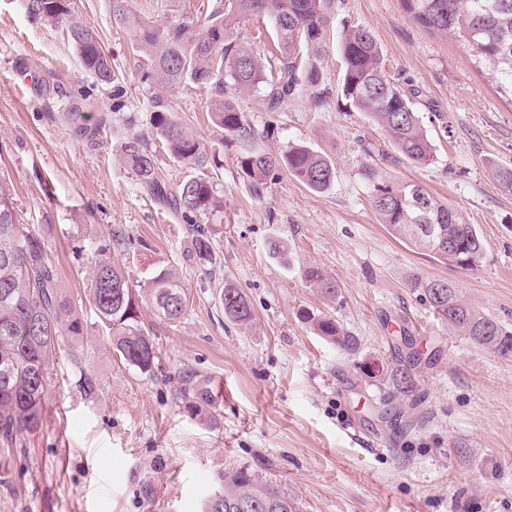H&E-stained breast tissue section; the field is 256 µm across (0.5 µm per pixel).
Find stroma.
Masks as SVG:
<instances>
[{
	"instance_id": "1",
	"label": "stroma",
	"mask_w": 512,
	"mask_h": 512,
	"mask_svg": "<svg viewBox=\"0 0 512 512\" xmlns=\"http://www.w3.org/2000/svg\"><path fill=\"white\" fill-rule=\"evenodd\" d=\"M210 2L130 0L158 26ZM73 21L97 28L121 98L81 67L67 38ZM350 25L373 32L386 74L411 91L435 145L431 164L403 159L380 126L343 105L340 37ZM319 70L322 102L304 95L271 112L258 92L238 106L258 147H310L330 158L334 181L317 193L284 171L257 197L238 144L208 119L211 90L145 82L111 0H70L53 23L29 17L22 0H0V168L21 221L45 230L63 296L83 298L92 247L116 229L134 245L120 260L133 288L169 268L190 296L174 325L142 308L158 346L150 373L121 361L94 326L79 348L64 345L42 429L0 474V512H199L235 470L278 485L305 512H512V359L441 324L412 286L449 281L512 324V190L493 176L512 168V103L468 50L411 20L402 0H335ZM158 97L218 158L221 204L202 218L213 276L189 261L187 224L119 159L122 137L151 134ZM75 111L103 117L94 136L76 133ZM376 178L417 182L461 209L484 239L482 262L461 269L394 237L372 207ZM275 238L287 259L270 254ZM309 268L335 280L337 295L311 287ZM226 285L247 298L249 323L225 318ZM306 311L335 319L358 352L317 336ZM413 350L411 394L364 373L374 361L392 370ZM75 355L92 394L71 376Z\"/></svg>"
}]
</instances>
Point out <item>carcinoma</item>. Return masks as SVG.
<instances>
[{
	"label": "carcinoma",
	"instance_id": "1",
	"mask_svg": "<svg viewBox=\"0 0 512 512\" xmlns=\"http://www.w3.org/2000/svg\"><path fill=\"white\" fill-rule=\"evenodd\" d=\"M407 13L421 26L451 37L472 52L475 67L489 75L497 92L512 102V0H402ZM334 0H216L202 27L186 18L164 27L152 26L130 8V0H112V20L128 32L144 61L143 77L161 87L185 81L213 92L212 123L242 146L240 169L254 195L260 197L278 172L285 169L306 188L323 192L335 177L327 157L307 146L273 153L253 145L254 134L236 101L265 84L268 109L275 112L305 92L322 101L319 58ZM30 17L53 22L68 13L66 0H23ZM273 23L280 51L276 75L241 45L238 28L246 20ZM69 38L81 66L101 84L121 93L112 57L95 27L72 23ZM344 74L340 96L349 109L363 113L387 135L394 149L409 162L426 165L435 150L413 101L386 75L380 48L363 26L342 32ZM153 136L178 164L201 172L169 186L159 179L155 151L143 136L126 138L120 145L124 164L154 200L169 207L191 227L189 260L204 270L216 264L208 229L197 217L218 208L211 181L202 173L212 166L202 141L157 99L150 114ZM372 206L381 223L411 245L454 266L472 269L481 261L485 244L462 211L431 195L416 183L373 185ZM435 225L431 239L416 220ZM308 281L326 296L337 294L336 283L321 271H306ZM434 281L415 279L412 288L424 295L441 323L468 337L474 344L503 358L512 357V327L463 300L448 282L434 290ZM224 316L241 324L252 310L245 296L224 287ZM175 325L188 310L189 297L176 273L157 272L149 286L137 290L125 269L110 257L94 260L86 288L88 306L119 358L143 373L157 359L153 331L140 316L142 305ZM316 334L346 355L359 341L328 317H305ZM88 330L83 306L60 293L55 265L47 255L42 228L20 221L14 206L10 176L0 172V460L12 455L26 437L42 425L47 394L53 381L57 351L67 341L78 344ZM389 379L399 394L412 391L408 368L391 371ZM224 487L205 498L200 512H302L294 496L279 486L259 480L246 470L224 474Z\"/></svg>",
	"mask_w": 512,
	"mask_h": 512
}]
</instances>
